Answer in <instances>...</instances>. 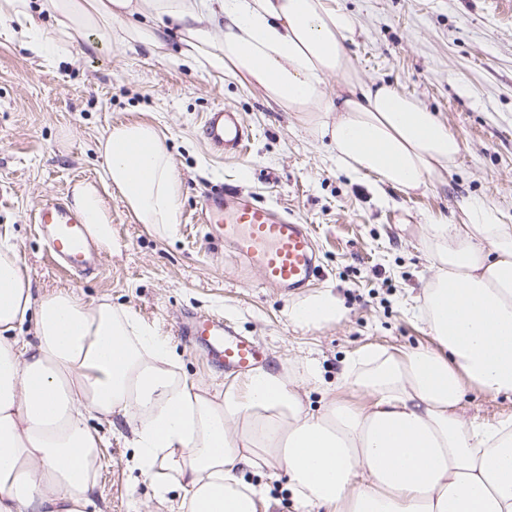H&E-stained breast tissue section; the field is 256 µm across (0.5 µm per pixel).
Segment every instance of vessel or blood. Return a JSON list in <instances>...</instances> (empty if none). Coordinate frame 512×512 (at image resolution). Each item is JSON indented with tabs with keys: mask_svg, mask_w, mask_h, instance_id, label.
Listing matches in <instances>:
<instances>
[{
	"mask_svg": "<svg viewBox=\"0 0 512 512\" xmlns=\"http://www.w3.org/2000/svg\"><path fill=\"white\" fill-rule=\"evenodd\" d=\"M203 137L212 149L237 156L249 142L240 114L223 107L209 112ZM200 212L212 235L230 243L244 266L261 272L266 285L290 293L322 275L311 230L300 220L220 187L203 193ZM36 222L58 265L77 274L92 269L90 240L74 210L59 203L46 205L38 210ZM181 334L190 342L204 341L209 355L225 368L247 371L258 362L254 342L225 327L223 319L207 317L182 325Z\"/></svg>",
	"mask_w": 512,
	"mask_h": 512,
	"instance_id": "vessel-or-blood-1",
	"label": "vessel or blood"
}]
</instances>
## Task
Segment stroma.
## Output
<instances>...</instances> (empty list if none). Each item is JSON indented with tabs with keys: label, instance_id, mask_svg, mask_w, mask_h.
I'll list each match as a JSON object with an SVG mask.
<instances>
[{
	"label": "stroma",
	"instance_id": "35a3bbf8",
	"mask_svg": "<svg viewBox=\"0 0 512 512\" xmlns=\"http://www.w3.org/2000/svg\"><path fill=\"white\" fill-rule=\"evenodd\" d=\"M357 25L347 49L363 82H386L438 112L462 142L453 169L408 194L341 170L327 144L262 93L231 74L209 75L181 55L177 37L163 51L83 43L61 57L34 53L0 22V231L9 230L38 294L67 288L89 303L106 299L160 327L185 376L211 385L225 372L177 333L194 317L224 316L252 337L268 366L313 362L322 390L334 387L347 359L367 345L391 352L432 346L415 300L432 275L424 227L459 223L464 207L489 201L512 224V0H338ZM239 112L250 133L244 155L214 151L201 132L215 107ZM154 125L183 183L175 232L160 237L120 197L111 200L112 250L96 272H63L34 221L43 202H71L74 187L98 180L96 143L108 126ZM221 184L308 224L322 277L344 301L342 324L302 330L285 296L242 271L230 249L206 237L201 196ZM337 387V386H336ZM484 425L512 421V395L466 389L458 407ZM131 434L116 422L102 450L98 512H174L158 505L131 464Z\"/></svg>",
	"mask_w": 512,
	"mask_h": 512
}]
</instances>
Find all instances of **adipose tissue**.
Masks as SVG:
<instances>
[{"label":"adipose tissue","instance_id":"obj_1","mask_svg":"<svg viewBox=\"0 0 512 512\" xmlns=\"http://www.w3.org/2000/svg\"><path fill=\"white\" fill-rule=\"evenodd\" d=\"M204 0H41L58 27L41 41L29 0H0L46 56L93 37L116 47L163 48L178 26L187 63L229 72L327 139L349 175L424 190L455 165L462 146L435 112L396 87L363 83L347 51L354 18L336 0H223L214 36ZM346 92L330 98L327 77ZM100 181L73 191L88 237L112 249L119 195L140 223L173 232L182 181L151 124L110 127L97 143ZM435 274L418 308L435 343L397 354L374 346L339 378L356 407L317 384L256 368L217 388L182 375L168 337L110 301L60 289L34 298L9 234H0V512H93L103 439L87 424L123 419L154 497L183 492L181 512H259L264 498L239 473L285 474L297 512H512V426L479 427L457 411L465 388L512 394V225L489 202L458 224L425 227ZM342 300L325 288L288 309L300 329L340 323ZM35 321L34 339L16 333Z\"/></svg>","mask_w":512,"mask_h":512}]
</instances>
